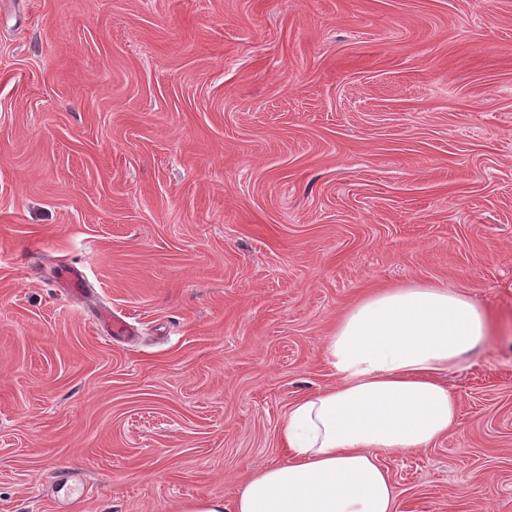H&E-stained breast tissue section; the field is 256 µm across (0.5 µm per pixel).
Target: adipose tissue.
I'll use <instances>...</instances> for the list:
<instances>
[{
  "instance_id": "ef3b65f1",
  "label": "adipose tissue",
  "mask_w": 512,
  "mask_h": 512,
  "mask_svg": "<svg viewBox=\"0 0 512 512\" xmlns=\"http://www.w3.org/2000/svg\"><path fill=\"white\" fill-rule=\"evenodd\" d=\"M490 329L484 310L445 288L366 297L326 341L339 384L288 411L286 462L254 473L230 503L197 497L179 512H396L378 456L430 447L456 425L457 402L440 377Z\"/></svg>"
}]
</instances>
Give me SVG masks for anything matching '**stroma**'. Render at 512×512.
<instances>
[{
  "instance_id": "1",
  "label": "stroma",
  "mask_w": 512,
  "mask_h": 512,
  "mask_svg": "<svg viewBox=\"0 0 512 512\" xmlns=\"http://www.w3.org/2000/svg\"><path fill=\"white\" fill-rule=\"evenodd\" d=\"M421 285L495 328L397 512H512V0H0V512L230 500Z\"/></svg>"
}]
</instances>
